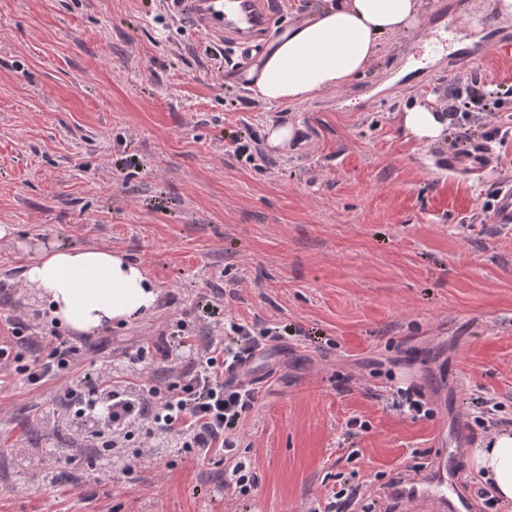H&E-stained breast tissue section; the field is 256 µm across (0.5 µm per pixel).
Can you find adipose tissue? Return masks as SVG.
Segmentation results:
<instances>
[{"mask_svg":"<svg viewBox=\"0 0 512 512\" xmlns=\"http://www.w3.org/2000/svg\"><path fill=\"white\" fill-rule=\"evenodd\" d=\"M422 21L421 0H336L278 37L252 74V91L281 105L345 87L365 73L382 36ZM22 276L49 319L83 335L152 313L160 294L139 262L105 246L50 249L30 260ZM470 462L502 500H512V430L472 449Z\"/></svg>","mask_w":512,"mask_h":512,"instance_id":"1","label":"adipose tissue"}]
</instances>
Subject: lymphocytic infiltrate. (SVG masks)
<instances>
[{"label": "lymphocytic infiltrate", "instance_id": "1", "mask_svg": "<svg viewBox=\"0 0 512 512\" xmlns=\"http://www.w3.org/2000/svg\"><path fill=\"white\" fill-rule=\"evenodd\" d=\"M222 348L207 347L198 356L195 374L178 387H163L153 381L140 384L137 391L127 390L112 380L110 365L95 372L92 388L108 400L112 425L126 438L152 424L171 437L170 450L199 459L220 452L224 455V485L246 494L257 485V475L249 458L238 454L235 435L254 405L255 395L248 388H232L224 383V371L242 362L270 340V332L255 333L233 322ZM73 349L64 337L54 339V348L39 366L24 367L34 385L61 379L72 373Z\"/></svg>", "mask_w": 512, "mask_h": 512}]
</instances>
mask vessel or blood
I'll return each mask as SVG.
<instances>
[{
  "label": "vessel or blood",
  "mask_w": 512,
  "mask_h": 512,
  "mask_svg": "<svg viewBox=\"0 0 512 512\" xmlns=\"http://www.w3.org/2000/svg\"><path fill=\"white\" fill-rule=\"evenodd\" d=\"M166 9L193 29L226 40L239 54L237 71L242 75L249 51L267 39L273 17L269 0H166ZM495 163V152L486 143L449 152L447 158L449 173L466 178L480 177ZM492 221L512 224L511 183L500 188ZM406 501L409 512H462L468 504L461 490H449L448 457L442 453L430 478L412 480Z\"/></svg>",
  "instance_id": "obj_1"
}]
</instances>
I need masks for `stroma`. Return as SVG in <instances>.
Returning <instances> with one entry per match:
<instances>
[{
    "label": "stroma",
    "instance_id": "stroma-1",
    "mask_svg": "<svg viewBox=\"0 0 512 512\" xmlns=\"http://www.w3.org/2000/svg\"><path fill=\"white\" fill-rule=\"evenodd\" d=\"M422 9L360 79L272 105L158 0H0V324L25 327L0 347L30 364L64 335L78 373L108 362L167 386L225 316L288 329L240 429L253 493L163 439L130 476L87 464L97 439L64 424L60 383L10 369L0 512H323L342 486V512H407L385 492L442 449L473 512H512L456 446L512 427V229L489 211L512 182V20L490 0ZM416 105L447 116L440 138L404 133ZM288 124L300 138L271 147ZM465 129L498 157L477 182L443 160ZM88 244L144 265L152 314L92 336L50 321L24 267ZM401 392L424 414L393 408Z\"/></svg>",
    "mask_w": 512,
    "mask_h": 512
}]
</instances>
